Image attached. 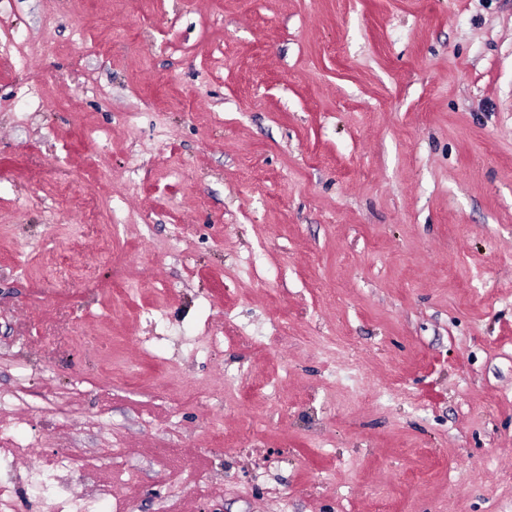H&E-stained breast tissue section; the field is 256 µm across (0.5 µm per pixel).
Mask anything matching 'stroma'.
Masks as SVG:
<instances>
[{
  "label": "stroma",
  "mask_w": 512,
  "mask_h": 512,
  "mask_svg": "<svg viewBox=\"0 0 512 512\" xmlns=\"http://www.w3.org/2000/svg\"><path fill=\"white\" fill-rule=\"evenodd\" d=\"M0 448L14 512L69 450L98 512H512V0H0Z\"/></svg>",
  "instance_id": "stroma-1"
}]
</instances>
